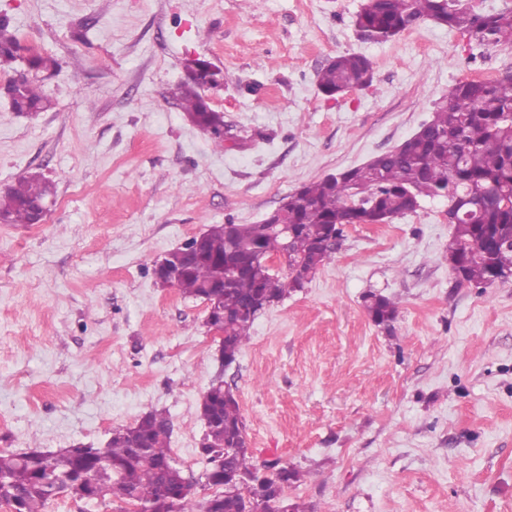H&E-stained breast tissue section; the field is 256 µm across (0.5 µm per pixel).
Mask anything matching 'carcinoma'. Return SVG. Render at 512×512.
Returning a JSON list of instances; mask_svg holds the SVG:
<instances>
[{"instance_id":"obj_1","label":"carcinoma","mask_w":512,"mask_h":512,"mask_svg":"<svg viewBox=\"0 0 512 512\" xmlns=\"http://www.w3.org/2000/svg\"><path fill=\"white\" fill-rule=\"evenodd\" d=\"M432 21L466 32L480 45L512 43V9L478 14L464 0H365L356 27L385 41ZM26 46L0 15V67H11ZM29 70L56 74L61 64L39 51L27 60ZM373 64L362 55L330 59L318 73L322 93L333 98L351 87L371 85ZM228 75L205 59L184 67L172 93L196 126L218 129L224 113L211 107L206 88H222ZM14 111L36 115L50 107L44 85L21 75L8 93ZM288 196L282 221L294 234L283 237L259 224H214L205 233L199 254L174 279L183 296L204 300L208 290L224 282L219 302L224 310V358L237 359L250 340L258 317L256 305L281 301L296 290L290 271L266 267L265 260L291 243L303 258L301 272L312 277L333 258L325 246L329 225L342 237L346 227L375 215L384 221L414 212L424 197L444 198L456 215L448 261L462 270L459 284L492 285L512 276V75L488 81H460L448 88L427 131L391 150L343 171L340 179L323 178ZM52 183L38 172L20 178L0 195V217L7 224H31V204L54 196ZM367 310L377 325L390 326L397 302L371 296ZM215 380L204 393L200 413L224 426L205 454V484L215 492L199 504L189 490L174 488L183 471L171 454L172 423L153 410L133 425L112 431L105 447L80 453L63 448L47 455L0 451V501L11 512H44L52 498L66 494L85 501L111 498L120 504L145 506L151 512H274L227 487L241 472H253L252 453L244 447L246 425L233 394Z\"/></svg>"}]
</instances>
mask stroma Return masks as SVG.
<instances>
[{"mask_svg": "<svg viewBox=\"0 0 512 512\" xmlns=\"http://www.w3.org/2000/svg\"><path fill=\"white\" fill-rule=\"evenodd\" d=\"M363 0H0L14 32L62 64L52 109L13 112L0 69V188L38 171L41 224H0V450L103 447L151 410L198 500L199 404L233 390L256 464L300 471L307 512H512V279L458 284L448 204L354 224L331 262L271 306L223 368L200 301L154 265L211 225L255 224L302 184L361 165L428 122L449 86L512 74V44L427 21L360 40ZM340 54L373 82L336 98ZM200 56L215 146L170 91ZM398 303L376 325L369 294ZM369 75L368 79L365 77ZM373 79V64L362 55L345 54L331 58L318 73V86L327 97L341 95L351 87H367Z\"/></svg>", "mask_w": 512, "mask_h": 512, "instance_id": "stroma-1", "label": "stroma"}]
</instances>
